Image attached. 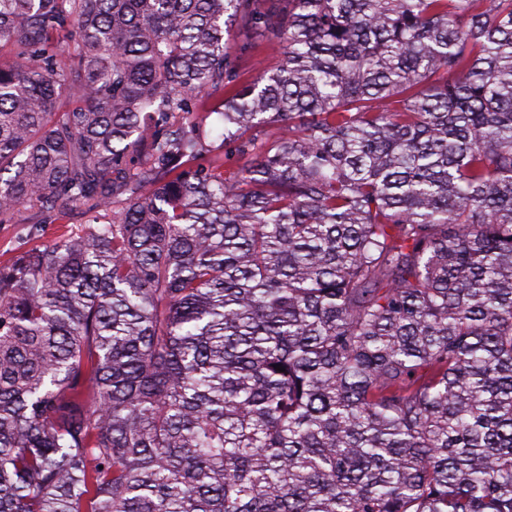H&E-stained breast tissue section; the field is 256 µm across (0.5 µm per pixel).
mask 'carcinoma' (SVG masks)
<instances>
[{
	"instance_id": "1",
	"label": "carcinoma",
	"mask_w": 512,
	"mask_h": 512,
	"mask_svg": "<svg viewBox=\"0 0 512 512\" xmlns=\"http://www.w3.org/2000/svg\"><path fill=\"white\" fill-rule=\"evenodd\" d=\"M3 50L0 224L84 226L0 263V512H512V0H0Z\"/></svg>"
}]
</instances>
